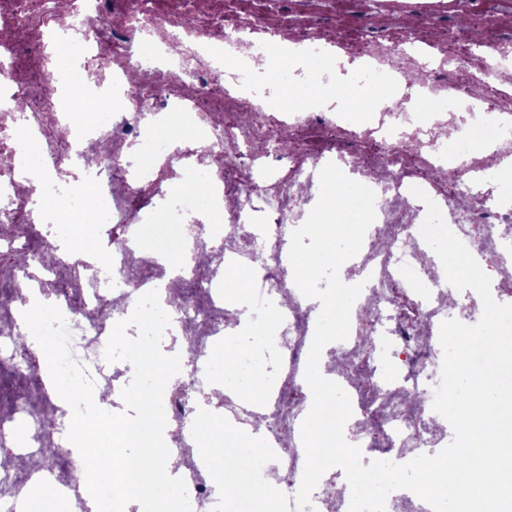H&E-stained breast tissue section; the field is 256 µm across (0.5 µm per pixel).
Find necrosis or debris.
Segmentation results:
<instances>
[{
	"mask_svg": "<svg viewBox=\"0 0 512 512\" xmlns=\"http://www.w3.org/2000/svg\"><path fill=\"white\" fill-rule=\"evenodd\" d=\"M330 13L329 0H308L302 13L295 0H257L230 21L215 0L194 10L159 0H0V224L54 222L32 208L33 198L65 195L66 238L78 244L81 225H91L100 253L95 264L68 262L49 242L42 259L10 269L0 290V365H18L13 338L25 292L55 295L74 357L96 392L120 407L127 381L103 351L130 304L164 274L142 257L140 243L190 236L196 251L212 250L199 283L202 301L169 297L162 304L178 327L176 341L194 350L186 379L167 386L163 398L167 424L180 432L176 466L191 512H214L218 500V460L183 431L209 376L222 370L212 352L219 342L238 360L216 405L223 460L254 480L256 495H265L267 482L284 484L272 512H295L306 403L286 390L304 380L318 312L291 286L288 244L318 201L326 163L377 194L376 219L349 268L364 283L350 333L328 351L351 399L364 461L404 463L451 442L450 424L432 408L443 361L439 328L450 318L478 323L483 313L480 298L459 305L443 283L420 234L426 206L412 187L437 203L474 258L494 264L496 291L512 289V204H504L499 179L512 165V35L472 46L457 17L487 30L497 24L495 14L477 13L474 0H404L398 9L392 0H357L351 40L328 22ZM144 34L158 47L154 57L136 53ZM60 53L75 60L63 79L47 67ZM257 57L268 58L266 69L253 68ZM343 81L383 89L367 105V121L351 119L336 90ZM280 83L304 92L318 85L323 97L291 112L270 91ZM118 91L124 101L116 110ZM75 95L90 111L65 107ZM169 113L176 116L172 132L147 137ZM480 124L493 127L499 142L487 156L470 134ZM133 145L142 148L140 161L125 155ZM26 171L41 172L38 186L20 182ZM89 195L99 202L90 212L83 203ZM230 263L257 271L247 305L253 322L272 307L283 310L281 331L254 348H242L228 309L221 269ZM269 349L279 359L269 396L241 399L240 379L262 373ZM33 375L39 410L21 404L0 419V442L16 427L25 430L15 452L25 467L0 471V503L41 481L65 512H92L78 452L57 459L46 452L70 415L58 404L46 360ZM247 429L260 433V447L238 446ZM350 501L336 467L304 512H349Z\"/></svg>",
	"mask_w": 512,
	"mask_h": 512,
	"instance_id": "4bbe7bcc",
	"label": "necrosis or debris"
}]
</instances>
